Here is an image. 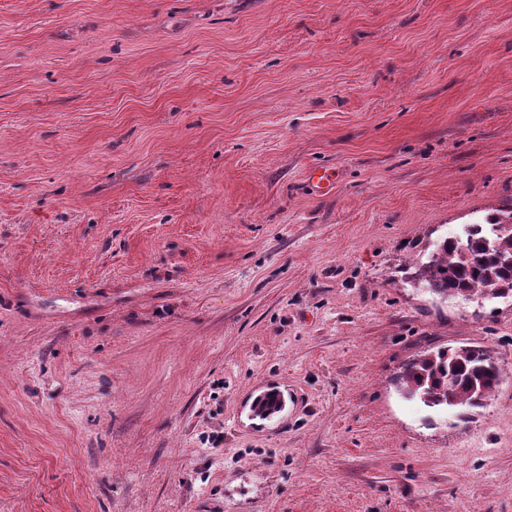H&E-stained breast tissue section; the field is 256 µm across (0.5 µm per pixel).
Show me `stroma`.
<instances>
[{
    "instance_id": "stroma-1",
    "label": "stroma",
    "mask_w": 512,
    "mask_h": 512,
    "mask_svg": "<svg viewBox=\"0 0 512 512\" xmlns=\"http://www.w3.org/2000/svg\"><path fill=\"white\" fill-rule=\"evenodd\" d=\"M511 210L512 0H0V512H512V376L394 383ZM470 224L465 239L441 240L418 280L444 296L512 295V211Z\"/></svg>"
}]
</instances>
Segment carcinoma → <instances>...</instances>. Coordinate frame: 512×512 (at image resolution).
Segmentation results:
<instances>
[{
    "mask_svg": "<svg viewBox=\"0 0 512 512\" xmlns=\"http://www.w3.org/2000/svg\"><path fill=\"white\" fill-rule=\"evenodd\" d=\"M418 280L444 296L512 295V211L492 214L468 225L465 238L441 240ZM505 376L482 346L443 348L405 364L396 385L410 399L429 408L477 407L491 396ZM282 406L280 394L258 398L252 412L266 419Z\"/></svg>",
    "mask_w": 512,
    "mask_h": 512,
    "instance_id": "carcinoma-1",
    "label": "carcinoma"
}]
</instances>
